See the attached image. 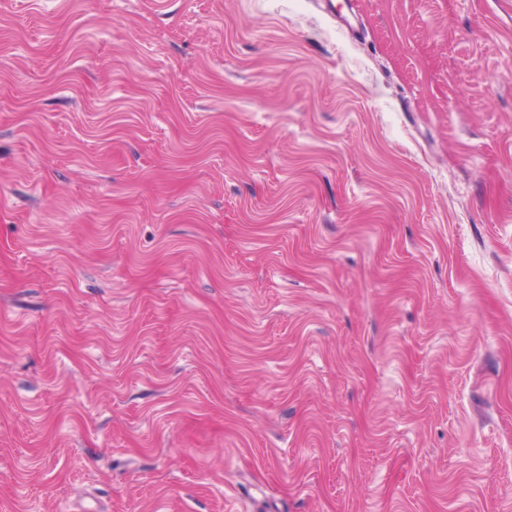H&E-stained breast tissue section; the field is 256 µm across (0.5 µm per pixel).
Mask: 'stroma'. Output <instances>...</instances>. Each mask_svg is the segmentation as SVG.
Returning <instances> with one entry per match:
<instances>
[{
	"mask_svg": "<svg viewBox=\"0 0 512 512\" xmlns=\"http://www.w3.org/2000/svg\"><path fill=\"white\" fill-rule=\"evenodd\" d=\"M0 512H512V0H0Z\"/></svg>",
	"mask_w": 512,
	"mask_h": 512,
	"instance_id": "35a3bbf8",
	"label": "stroma"
}]
</instances>
